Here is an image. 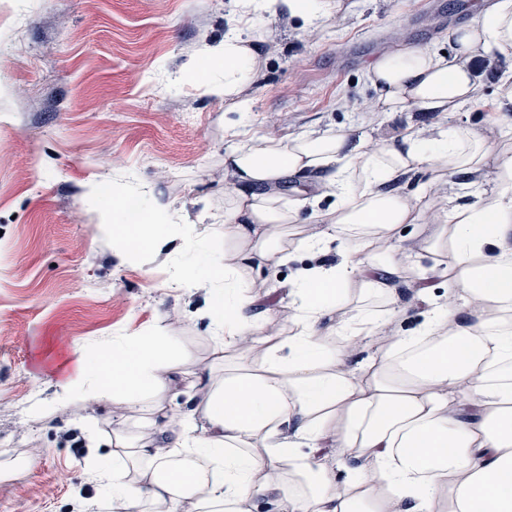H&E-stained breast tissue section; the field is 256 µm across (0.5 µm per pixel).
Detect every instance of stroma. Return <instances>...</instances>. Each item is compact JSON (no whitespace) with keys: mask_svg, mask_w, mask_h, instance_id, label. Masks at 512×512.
Returning <instances> with one entry per match:
<instances>
[{"mask_svg":"<svg viewBox=\"0 0 512 512\" xmlns=\"http://www.w3.org/2000/svg\"><path fill=\"white\" fill-rule=\"evenodd\" d=\"M329 18L260 13L236 0H0V512L95 503V459L112 454L118 408H55L78 345L166 327L198 369L219 367L205 290L176 288L186 245L118 259L103 227L126 202L170 206L196 233L224 220V155L236 132L278 137L351 124L392 135L434 116L357 112L367 68L400 45L451 51L488 0H328ZM258 47L249 112L194 81L230 27ZM101 437L89 445L84 413Z\"/></svg>","mask_w":512,"mask_h":512,"instance_id":"stroma-1","label":"stroma"}]
</instances>
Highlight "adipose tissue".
<instances>
[{
  "label": "adipose tissue",
  "mask_w": 512,
  "mask_h": 512,
  "mask_svg": "<svg viewBox=\"0 0 512 512\" xmlns=\"http://www.w3.org/2000/svg\"><path fill=\"white\" fill-rule=\"evenodd\" d=\"M237 7L242 19L322 16L317 0ZM452 38L450 56L402 45L373 60L370 109L441 119L476 104L482 126L410 123L374 139L351 125L225 154L224 221L188 238L176 271L178 287L206 289L210 334L236 356L222 375L194 370L162 327L73 350L57 407L100 396L143 417L136 439L113 430L94 474L108 512H512V128L501 118L512 72L488 97L472 65L476 51L512 49V0H492ZM217 63L212 92L251 111L254 48L227 34L193 72L210 82ZM422 171L435 177L430 202L413 181ZM291 176L318 194L287 200ZM456 176L471 199L450 206ZM304 205L313 223L300 224ZM111 230L124 258L179 227L157 206ZM300 252L318 261L289 280L282 329L257 271ZM414 311L418 326L402 330ZM178 375L185 407L152 412Z\"/></svg>",
  "instance_id": "ef3b65f1"
}]
</instances>
